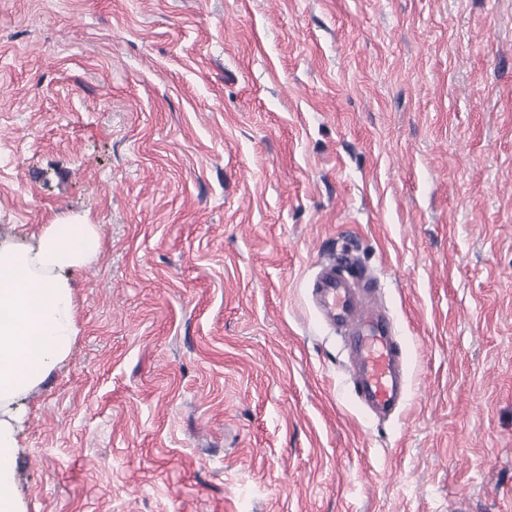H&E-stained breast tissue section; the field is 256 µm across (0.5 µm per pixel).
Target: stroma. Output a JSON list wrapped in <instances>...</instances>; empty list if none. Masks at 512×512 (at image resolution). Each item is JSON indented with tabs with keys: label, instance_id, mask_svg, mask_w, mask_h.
<instances>
[{
	"label": "stroma",
	"instance_id": "obj_1",
	"mask_svg": "<svg viewBox=\"0 0 512 512\" xmlns=\"http://www.w3.org/2000/svg\"><path fill=\"white\" fill-rule=\"evenodd\" d=\"M70 217L24 512H512V0H0V236ZM344 252L386 418L312 301ZM337 267L364 277L352 256H342L337 262L332 260L314 281L318 304L337 325H354L348 341L357 361L353 383L358 399L374 410L390 413L403 403L408 393L393 325L385 317L362 308L358 295L349 288Z\"/></svg>",
	"mask_w": 512,
	"mask_h": 512
}]
</instances>
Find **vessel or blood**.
<instances>
[{
	"label": "vessel or blood",
	"instance_id": "obj_1",
	"mask_svg": "<svg viewBox=\"0 0 512 512\" xmlns=\"http://www.w3.org/2000/svg\"><path fill=\"white\" fill-rule=\"evenodd\" d=\"M345 268L355 272L359 266L355 258L346 255L318 273L314 281L318 304L337 325L352 329L348 341L357 361L353 383L358 399L372 409L389 413L403 403L408 393L393 325L362 308L358 295L341 274Z\"/></svg>",
	"mask_w": 512,
	"mask_h": 512
}]
</instances>
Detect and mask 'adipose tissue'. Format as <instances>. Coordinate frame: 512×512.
<instances>
[{"instance_id":"obj_1","label":"adipose tissue","mask_w":512,"mask_h":512,"mask_svg":"<svg viewBox=\"0 0 512 512\" xmlns=\"http://www.w3.org/2000/svg\"><path fill=\"white\" fill-rule=\"evenodd\" d=\"M100 252L97 225L79 219L45 226L33 244L0 239V512H21L18 402L70 355L75 274Z\"/></svg>"}]
</instances>
